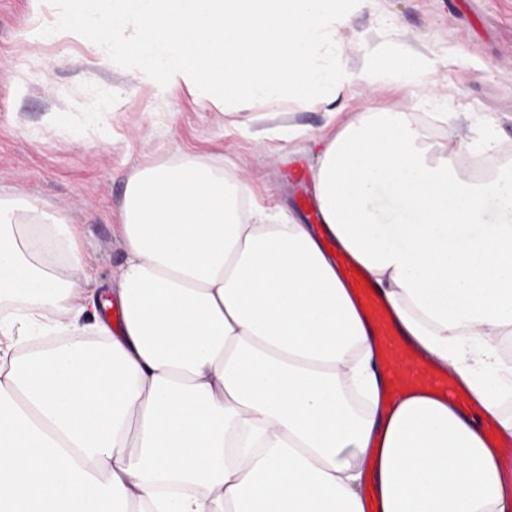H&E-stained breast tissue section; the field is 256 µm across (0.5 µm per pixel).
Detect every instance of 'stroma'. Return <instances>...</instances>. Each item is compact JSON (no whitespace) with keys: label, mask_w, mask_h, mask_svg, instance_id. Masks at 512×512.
<instances>
[{"label":"stroma","mask_w":512,"mask_h":512,"mask_svg":"<svg viewBox=\"0 0 512 512\" xmlns=\"http://www.w3.org/2000/svg\"><path fill=\"white\" fill-rule=\"evenodd\" d=\"M32 0H0V195L22 194L67 212L81 227L91 296L102 297L120 262L116 226L135 169L181 156L231 160L249 196L302 224L297 173H310L308 135L338 129L353 113L402 104L433 144L492 139L512 160V0H364L340 29L350 78L334 103L230 106L104 66L84 41L28 38ZM400 44L426 60L414 80L369 85L373 59ZM98 104L86 136L74 114Z\"/></svg>","instance_id":"35a3bbf8"}]
</instances>
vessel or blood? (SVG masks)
<instances>
[{"label":"vessel or blood","mask_w":512,"mask_h":512,"mask_svg":"<svg viewBox=\"0 0 512 512\" xmlns=\"http://www.w3.org/2000/svg\"><path fill=\"white\" fill-rule=\"evenodd\" d=\"M340 277L361 317L375 338V351L384 378V399L394 405L414 395H428L447 401L460 412L478 409L470 392L458 385L451 372L432 365L428 359L399 336L389 309L360 275L356 264L346 255L336 260ZM487 447L496 449L501 468L512 475V446L501 444L496 421L485 425Z\"/></svg>","instance_id":"vessel-or-blood-1"}]
</instances>
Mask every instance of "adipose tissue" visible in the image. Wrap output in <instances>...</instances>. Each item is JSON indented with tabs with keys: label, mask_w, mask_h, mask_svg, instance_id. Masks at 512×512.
<instances>
[{
	"label": "adipose tissue",
	"mask_w": 512,
	"mask_h": 512,
	"mask_svg": "<svg viewBox=\"0 0 512 512\" xmlns=\"http://www.w3.org/2000/svg\"><path fill=\"white\" fill-rule=\"evenodd\" d=\"M491 148L436 149L398 107L355 113L311 168L317 230L246 204L214 161L143 166L116 323L84 296L77 225L0 195V512H364L369 475L379 512H503L470 415L380 405L370 331L322 243L512 434L504 382L480 376L512 335V162L464 167Z\"/></svg>",
	"instance_id": "ef3b65f1"
}]
</instances>
